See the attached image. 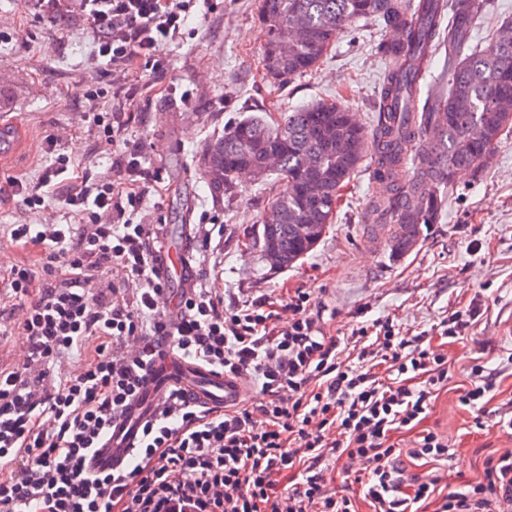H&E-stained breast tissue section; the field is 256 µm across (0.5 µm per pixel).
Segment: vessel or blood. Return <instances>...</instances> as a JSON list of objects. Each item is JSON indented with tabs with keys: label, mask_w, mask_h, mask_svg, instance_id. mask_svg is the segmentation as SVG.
I'll return each instance as SVG.
<instances>
[{
	"label": "vessel or blood",
	"mask_w": 512,
	"mask_h": 512,
	"mask_svg": "<svg viewBox=\"0 0 512 512\" xmlns=\"http://www.w3.org/2000/svg\"><path fill=\"white\" fill-rule=\"evenodd\" d=\"M159 250L170 281L190 286L193 280L192 239L181 232L177 240L161 237ZM181 387L199 405L219 409L245 398L249 389L243 380L167 350L156 358L147 380L126 414L114 421L109 433L92 449L88 459L91 471H109L129 467L143 422L150 419L172 387Z\"/></svg>",
	"instance_id": "1"
}]
</instances>
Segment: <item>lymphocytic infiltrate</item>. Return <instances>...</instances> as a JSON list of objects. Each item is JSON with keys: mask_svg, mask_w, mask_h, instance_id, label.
Wrapping results in <instances>:
<instances>
[{"mask_svg": "<svg viewBox=\"0 0 512 512\" xmlns=\"http://www.w3.org/2000/svg\"><path fill=\"white\" fill-rule=\"evenodd\" d=\"M75 2L112 66L111 109L86 118L105 142L123 141L133 100L151 88L137 70L165 73L167 47L209 0ZM158 179L125 144L108 179L59 153L40 183L9 181L25 210L51 193L69 221L9 227L40 255L0 278L11 304L0 335L24 338L23 362L0 366V512H356L336 470L360 483L370 512H512V448L452 491L439 474L447 437L391 442L448 388V360L423 337L386 321L331 335L302 288L228 306L223 289L197 281L170 315L161 227L142 214ZM165 344L246 380L252 398L213 413L170 392L142 426L133 468L90 472L91 449Z\"/></svg>", "mask_w": 512, "mask_h": 512, "instance_id": "f902f5d3", "label": "lymphocytic infiltrate"}]
</instances>
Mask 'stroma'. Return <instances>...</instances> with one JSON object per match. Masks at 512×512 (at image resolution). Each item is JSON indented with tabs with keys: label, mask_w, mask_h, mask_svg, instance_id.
I'll list each match as a JSON object with an SVG mask.
<instances>
[{
	"label": "stroma",
	"mask_w": 512,
	"mask_h": 512,
	"mask_svg": "<svg viewBox=\"0 0 512 512\" xmlns=\"http://www.w3.org/2000/svg\"><path fill=\"white\" fill-rule=\"evenodd\" d=\"M380 31L372 21L352 23L311 72L276 89L262 78L265 34L258 0H213L195 30L168 50L170 67L138 97L129 132L144 147L147 166L160 173L145 200L153 223L177 233L184 224L213 222L224 231L213 254L194 255L196 275L224 291L225 304L276 298L305 288L312 310H326V329L350 334L360 323L392 320L403 334L432 336L452 312L479 299L484 310L463 339L448 344V390L423 428L448 439L454 454L445 477L461 489L482 478L486 457L512 448V434L496 429V411L512 398V133L502 137L478 172L456 173L437 223L424 227L418 245L393 257L388 232L364 214L378 194L373 161H364L345 188L335 218L307 256L273 270L252 242L275 176L243 183L232 198L213 197L196 163L205 144L225 125L279 107L294 109L345 92L356 122L372 128L379 78L386 66L375 53ZM112 67L94 55V40L78 15L54 19L33 0H0V122L14 124L13 150L0 156V187L7 179L35 183L50 164L46 138L62 135V151L76 171L107 176L110 160L84 115L108 111ZM55 200L31 214L15 200L0 201V276L38 254L9 237L12 224L66 222ZM497 372L490 402L475 412L458 402L473 364ZM487 427L478 430L476 420Z\"/></svg>",
	"instance_id": "1"
}]
</instances>
